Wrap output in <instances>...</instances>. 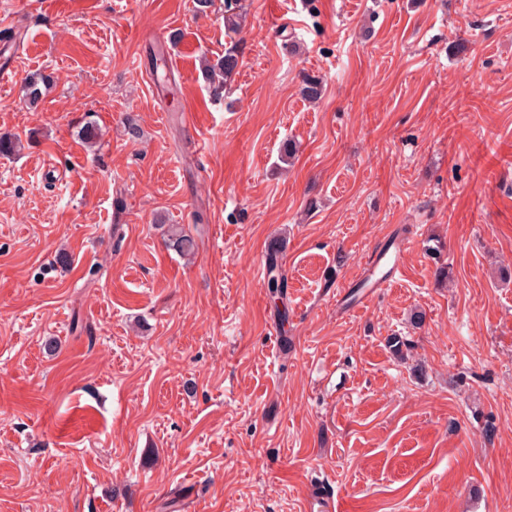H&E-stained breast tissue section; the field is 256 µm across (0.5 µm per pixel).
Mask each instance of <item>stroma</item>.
Wrapping results in <instances>:
<instances>
[{"instance_id":"35a3bbf8","label":"stroma","mask_w":512,"mask_h":512,"mask_svg":"<svg viewBox=\"0 0 512 512\" xmlns=\"http://www.w3.org/2000/svg\"><path fill=\"white\" fill-rule=\"evenodd\" d=\"M242 4L0 0V512H512V0ZM240 55L237 43H231L224 49V55L214 63L206 62L204 72L209 89L215 98L223 97L232 75L239 67ZM270 297L274 300L282 299L284 308L278 309L281 321L288 319V307L284 300L286 299L287 277L282 270L279 257L276 252H272L267 257V282L266 286ZM397 253L393 259L391 267L384 271L382 269V260L384 256H380L379 252L370 255L364 264L362 273L363 279L371 281V288L383 289L388 288L396 279V275H400L401 271L396 266Z\"/></svg>"}]
</instances>
